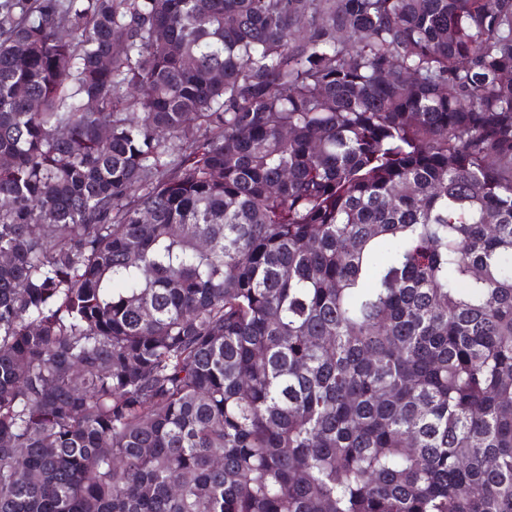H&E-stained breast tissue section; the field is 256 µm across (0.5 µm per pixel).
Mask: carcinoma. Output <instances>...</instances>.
Wrapping results in <instances>:
<instances>
[{
  "instance_id": "1",
  "label": "carcinoma",
  "mask_w": 512,
  "mask_h": 512,
  "mask_svg": "<svg viewBox=\"0 0 512 512\" xmlns=\"http://www.w3.org/2000/svg\"><path fill=\"white\" fill-rule=\"evenodd\" d=\"M1 255L0 512H512V0H0Z\"/></svg>"
}]
</instances>
